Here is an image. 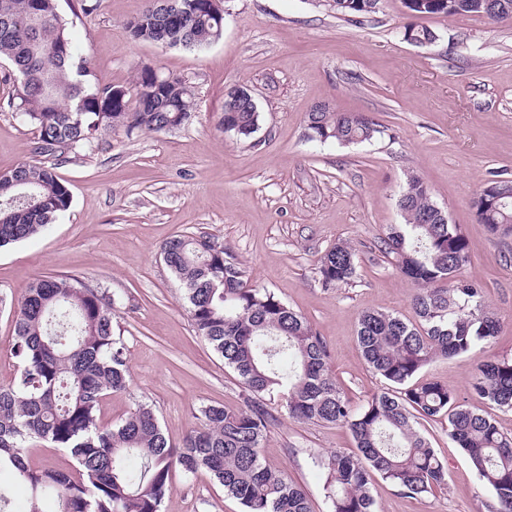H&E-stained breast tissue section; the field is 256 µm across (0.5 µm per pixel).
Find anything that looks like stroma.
Here are the masks:
<instances>
[{
  "label": "stroma",
  "instance_id": "obj_1",
  "mask_svg": "<svg viewBox=\"0 0 512 512\" xmlns=\"http://www.w3.org/2000/svg\"><path fill=\"white\" fill-rule=\"evenodd\" d=\"M59 0L91 83L124 88L136 101L143 67L183 79L194 102L189 123L167 132L117 126L77 162L59 168L71 206L42 234L0 248V297L18 298L35 278L75 275L119 300L115 335L127 348L130 385L105 397L101 421L115 424L135 402L155 410L172 444L199 426L201 407L245 408L249 394L197 336L179 281L161 246L204 232L243 264L259 285L299 311L329 352V369L352 407L385 391L356 342L366 310L417 323L414 286L378 243L401 223L398 196L409 175L426 180L433 200L470 244L464 268L480 283L500 329L490 345L439 358L421 373L447 385L460 403L491 414L512 436V411L480 400L471 381L483 361L512 360V236L491 239L472 201L492 173L512 176V23L483 16L423 18L437 39L404 40L411 21L402 0H383L373 18L336 17L324 0H218L222 38L202 48L132 39L126 24L146 0ZM11 66L0 61V172L31 161L33 126L7 106ZM247 88L262 116L248 139L222 132L224 99ZM318 103L364 112L384 126L371 141L345 147L306 136ZM355 251L352 286L323 287L320 257L336 243ZM448 470L447 484L409 498L372 478L376 512H485L491 492L448 436L447 418L423 423ZM348 428L278 412L267 430V465L301 485L314 512H329L317 458L349 452ZM162 512H242L206 473H174Z\"/></svg>",
  "mask_w": 512,
  "mask_h": 512
}]
</instances>
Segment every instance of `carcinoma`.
<instances>
[{"label":"carcinoma","instance_id":"cac0c4a2","mask_svg":"<svg viewBox=\"0 0 512 512\" xmlns=\"http://www.w3.org/2000/svg\"><path fill=\"white\" fill-rule=\"evenodd\" d=\"M189 30L163 22L148 5L128 23L136 40L170 47L214 43L224 18L194 0ZM409 15H477L512 20V0H403ZM348 20L378 11L379 0H327ZM417 44L436 38L426 26L404 28ZM0 58L8 60L14 90L8 106L37 132L36 159L0 173V248L41 234L71 205L57 169L71 163L97 136L123 124L165 132L188 123L193 101L179 79L149 100L137 81L139 108L127 92L90 83L59 11L58 0H0ZM260 112L224 100V132L249 138ZM312 140L359 144L382 133L361 112H310ZM477 223L494 239L512 235V178L494 176L472 202ZM403 223L389 224L381 247L416 288L418 325L385 311H365L356 341L369 369L388 388L354 410L329 372V354L310 322L266 288L247 287L241 263L206 233L177 235L161 254L184 288L195 333L224 359L251 394L246 409L220 404L200 410L201 426L178 447L163 433L150 405L138 402L115 425L100 423L102 400L130 384L125 343L113 335L117 300L108 289L72 275L36 278L17 302L12 355L21 366L12 384L0 387V469L7 467L27 488L29 512H160L172 490V473L207 472L238 500L244 512H313L308 493L267 467L261 448L275 420V402L301 421L347 427L356 450L318 460L330 512H375L372 475L408 497L446 485L447 467L420 422L448 416V435L466 455L492 500L487 512H512V438L496 421L458 402L454 391L418 375L437 358H456L490 344L499 320L486 309L483 288L462 275L469 243L457 224L432 200L418 175L407 177L398 199ZM317 273L327 288L356 277L355 253L338 243L321 256ZM472 387L477 396L512 410V361L487 360ZM43 440L75 460V472L32 468L26 443Z\"/></svg>","mask_w":512,"mask_h":512}]
</instances>
